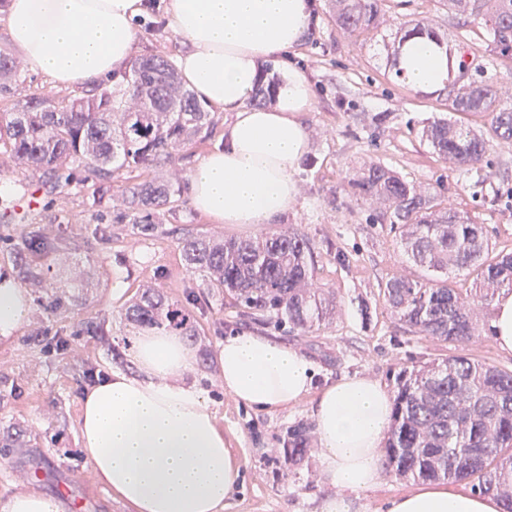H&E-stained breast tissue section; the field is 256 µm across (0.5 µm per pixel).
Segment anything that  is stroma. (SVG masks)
Masks as SVG:
<instances>
[{
  "mask_svg": "<svg viewBox=\"0 0 512 512\" xmlns=\"http://www.w3.org/2000/svg\"><path fill=\"white\" fill-rule=\"evenodd\" d=\"M167 4L146 0L144 21L136 26V56L174 59L183 51L168 23ZM384 9L386 25L359 43L337 28L328 0H316L318 22L289 53L311 86L314 107L305 116L312 143L296 173L298 196L280 223L308 236L317 286L336 291V317L326 327L292 332L267 317H244L181 263L177 242L185 234L248 239L271 232V225L216 224L183 202L159 209L157 229L146 236L118 201L93 207L89 188L76 182L59 192L43 189L38 172L0 154V268L13 267L14 248L37 226L45 236L67 241L65 251L45 260L57 281H66L73 267L84 273L82 287L68 289L58 309L48 306L47 292L30 289L31 310L19 335L0 342V426L19 423L31 431L25 446L0 448V496L38 485L72 498L79 512H128L95 483L79 451L77 420L79 398L91 375L128 365L127 338L135 328L125 309L146 281L182 305L199 332L192 342L198 360L187 379L209 397L244 474L224 512H319L331 493L320 478L316 453L296 466L284 455L289 429L311 422L307 405L255 411L224 392L217 353L228 333L255 331L301 349L316 365L318 390L354 374L390 388L400 371L456 354L512 371V355L500 351L489 334L492 305L477 308L480 334L462 346L412 335L390 317L379 293L382 282L393 275L421 280L427 273L397 247L386 214L342 189L352 170L382 163L436 189L485 226L496 250L512 252V142L494 145L481 166L449 168L419 136L429 121L447 114V91L414 92L393 66L400 27L411 19L425 20L452 49L465 53L460 81L496 84L506 98L512 96V58L490 52L480 24H464L437 0H385ZM379 113L385 121L373 122ZM223 140L219 133L203 144L186 143L165 167L121 175L115 184L146 176L189 179L195 165ZM31 189L38 192L37 207L13 220L16 205ZM417 487V481L384 476L374 489L351 497L350 512H387L393 498Z\"/></svg>",
  "mask_w": 512,
  "mask_h": 512,
  "instance_id": "stroma-1",
  "label": "stroma"
}]
</instances>
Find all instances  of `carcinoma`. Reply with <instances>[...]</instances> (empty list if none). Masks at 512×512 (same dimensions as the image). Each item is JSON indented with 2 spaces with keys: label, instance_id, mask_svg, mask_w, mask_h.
<instances>
[{
  "label": "carcinoma",
  "instance_id": "carcinoma-1",
  "mask_svg": "<svg viewBox=\"0 0 512 512\" xmlns=\"http://www.w3.org/2000/svg\"><path fill=\"white\" fill-rule=\"evenodd\" d=\"M384 0H334L336 25L350 36L380 28ZM448 11L481 20L492 51L512 56V0H444ZM19 78V62L0 49V94H9ZM278 82L261 78L249 104L275 99ZM448 111L485 119L484 128L465 127L438 118L421 138L448 165L482 164L497 140L512 139V109L502 106L499 90L488 83L455 86ZM215 115L186 87L168 58H137L122 82L103 80L81 95L47 98L31 94L9 112H0V150L19 165L40 172L53 188L85 173L92 202L112 197V182L122 171L160 167L187 141L210 138ZM356 199L389 213L391 229L407 260L434 276L423 281L394 275L379 295L406 330L440 342L464 344L478 332L474 308L502 289L512 290V254L492 247L484 225L450 207L435 190L371 163L347 177ZM178 179L148 180L127 186L121 195L132 223L152 229L157 210L181 197ZM63 238L33 229L15 250L21 280L52 288L35 254L62 250ZM184 265L204 278L241 310L270 316L279 324L308 332L328 325L336 315V295L315 284L310 240L288 228L252 239H226L197 233L180 239ZM465 271L462 290L448 283V271ZM126 319L141 330L197 336L190 316L155 285H141ZM306 428L288 430V463L308 452ZM387 471L398 478L471 484L499 499L512 512V372L453 355L404 371L396 379L392 423L385 441Z\"/></svg>",
  "mask_w": 512,
  "mask_h": 512
}]
</instances>
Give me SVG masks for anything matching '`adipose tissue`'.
I'll use <instances>...</instances> for the list:
<instances>
[{
  "label": "adipose tissue",
  "instance_id": "adipose-tissue-1",
  "mask_svg": "<svg viewBox=\"0 0 512 512\" xmlns=\"http://www.w3.org/2000/svg\"><path fill=\"white\" fill-rule=\"evenodd\" d=\"M313 8L312 0H169V23L185 45L182 77L209 106L233 115L223 148L189 179L193 209L216 223L274 224L296 200L313 95L287 55ZM143 9V0H8L9 41L30 71L63 87H90L122 77ZM274 57L287 61L275 105L247 106L260 62ZM460 60L448 45L415 35L404 42L399 67L412 89L430 94L446 86ZM29 311L27 290L0 269V339H12ZM128 351L133 371L112 369L81 400L79 447L94 480L131 512H224L242 467L210 403L186 381L194 348L179 334L147 331L131 337ZM218 362L225 393L247 406L272 411L310 400L320 471L335 490L321 512H349V495L380 483L392 395L379 381L342 377L313 392L312 360L252 331L225 336ZM0 512L72 510L60 495L29 487L0 497ZM388 512H502V505L430 484L394 498Z\"/></svg>",
  "mask_w": 512,
  "mask_h": 512
}]
</instances>
